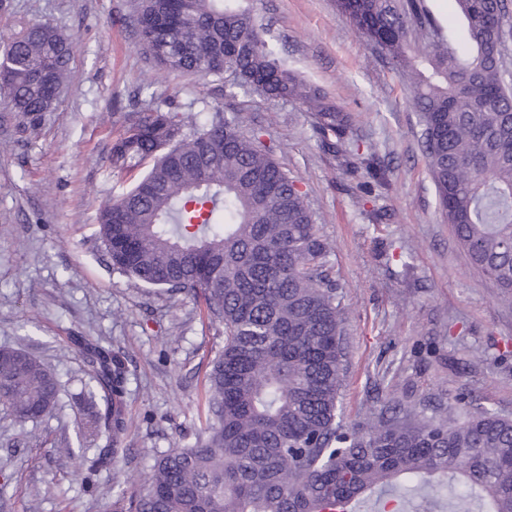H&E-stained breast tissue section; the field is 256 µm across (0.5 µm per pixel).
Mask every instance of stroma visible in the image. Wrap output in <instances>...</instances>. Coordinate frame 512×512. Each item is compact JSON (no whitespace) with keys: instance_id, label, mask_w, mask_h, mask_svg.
<instances>
[{"instance_id":"obj_1","label":"stroma","mask_w":512,"mask_h":512,"mask_svg":"<svg viewBox=\"0 0 512 512\" xmlns=\"http://www.w3.org/2000/svg\"><path fill=\"white\" fill-rule=\"evenodd\" d=\"M0 39L41 20L80 43L56 107L29 127L0 111V347L27 350L59 377L49 415L0 413V512H112L137 494L160 452L193 442L224 325L204 302L116 272L97 237L101 209L128 186L112 145L150 88L179 112L239 115L295 180L332 245L328 266L346 309L342 423L360 427L389 399L426 413L485 407L512 417V306L475 270L440 213L408 81L361 36L336 0H239L278 56L353 117L347 147H372L386 173L350 176L320 146L299 104L181 76L146 52L134 0H9ZM381 221H373L374 212ZM126 359L127 429L119 458L88 466L104 414L69 332ZM68 442L70 453L59 452Z\"/></svg>"}]
</instances>
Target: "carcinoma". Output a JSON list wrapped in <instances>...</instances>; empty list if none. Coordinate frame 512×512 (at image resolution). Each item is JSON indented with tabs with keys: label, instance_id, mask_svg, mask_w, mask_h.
<instances>
[{
	"label": "carcinoma",
	"instance_id": "cac0c4a2",
	"mask_svg": "<svg viewBox=\"0 0 512 512\" xmlns=\"http://www.w3.org/2000/svg\"><path fill=\"white\" fill-rule=\"evenodd\" d=\"M462 33L425 0H338L356 30L409 75L439 210L471 265L512 304V38L505 0H457ZM147 52L164 68L228 78V93L294 101L315 113L324 150L349 171L352 116L280 59L235 0H135ZM78 43L24 24L0 49V104L29 121L50 111ZM112 166L147 171L100 213L112 267L145 288L203 298L224 323L205 422L162 452L136 512H336L398 482L460 483L486 512H512V418L488 409L416 413L394 400L364 429L341 423L345 310L295 181L237 116L148 109L128 115ZM73 344L106 404L94 429L117 439L125 358L88 336ZM56 376L23 349L0 348V408L15 421L51 412Z\"/></svg>",
	"mask_w": 512,
	"mask_h": 512
}]
</instances>
